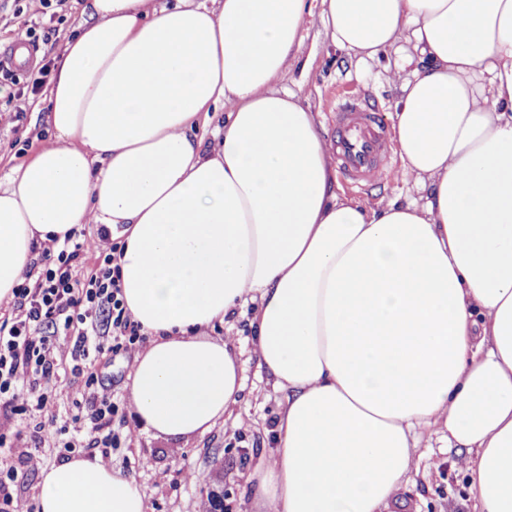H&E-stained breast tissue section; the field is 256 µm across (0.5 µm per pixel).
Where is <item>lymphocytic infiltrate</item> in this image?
Returning a JSON list of instances; mask_svg holds the SVG:
<instances>
[{"label": "lymphocytic infiltrate", "instance_id": "lymphocytic-infiltrate-1", "mask_svg": "<svg viewBox=\"0 0 512 512\" xmlns=\"http://www.w3.org/2000/svg\"><path fill=\"white\" fill-rule=\"evenodd\" d=\"M120 256L105 230L93 238L72 231L64 241L43 243L15 288L12 315L0 320V402L12 414L0 421L1 448H14L25 430L36 444L75 448V441L59 442L56 418L48 413L51 404L70 398L72 375L84 379L76 421L89 447L100 449L106 463L120 447L111 429L119 407L99 384L96 364L107 353L133 359L147 343L124 302ZM65 366L66 376L60 373Z\"/></svg>", "mask_w": 512, "mask_h": 512}]
</instances>
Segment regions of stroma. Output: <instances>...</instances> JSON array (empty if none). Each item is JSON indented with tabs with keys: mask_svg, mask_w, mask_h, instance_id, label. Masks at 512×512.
Returning a JSON list of instances; mask_svg holds the SVG:
<instances>
[{
	"mask_svg": "<svg viewBox=\"0 0 512 512\" xmlns=\"http://www.w3.org/2000/svg\"><path fill=\"white\" fill-rule=\"evenodd\" d=\"M308 7L298 62L277 81V89L296 92L327 130L333 124L329 107L342 91L364 94L384 115H391L399 91L388 77L396 63L412 53L411 44L402 41L376 58L359 60L330 44L317 0H310ZM79 21L74 0L37 15L24 0H0V51H15L17 45L33 39L40 42L24 67L0 66V109L22 114L21 120L0 123V179L26 162L34 147L52 140L51 128L32 112L34 103L45 96L44 90H33L32 82L40 68L54 69L58 51ZM340 186L348 198L368 207L394 197L409 201L418 196L397 164L386 179L366 188H355L345 180ZM255 310V303H248L215 330L217 336L230 339L239 354L244 383L237 408L239 424L220 421L204 434L172 440L139 429L134 419H127L133 436L112 449V466L141 487L148 512H211L210 497L215 492L223 495L226 512H254L251 477L265 467L274 449L282 401L281 392L251 352L250 320ZM63 458L59 449L19 443L7 458L8 465L22 475L20 482L11 485L12 495L36 504L43 472ZM454 459L452 450L430 448L418 475L396 493L391 512H475L467 479L454 466ZM189 470L202 472L204 481L186 482Z\"/></svg>",
	"mask_w": 512,
	"mask_h": 512,
	"instance_id": "35a3bbf8",
	"label": "stroma"
}]
</instances>
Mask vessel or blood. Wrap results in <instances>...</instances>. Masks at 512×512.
<instances>
[{
    "label": "vessel or blood",
    "instance_id": "b4317fda",
    "mask_svg": "<svg viewBox=\"0 0 512 512\" xmlns=\"http://www.w3.org/2000/svg\"><path fill=\"white\" fill-rule=\"evenodd\" d=\"M332 148L347 179L363 188L379 180L392 164L389 135L378 109L361 94L339 98Z\"/></svg>",
    "mask_w": 512,
    "mask_h": 512
}]
</instances>
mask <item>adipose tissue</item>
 Wrapping results in <instances>:
<instances>
[{
	"label": "adipose tissue",
	"instance_id": "1",
	"mask_svg": "<svg viewBox=\"0 0 512 512\" xmlns=\"http://www.w3.org/2000/svg\"><path fill=\"white\" fill-rule=\"evenodd\" d=\"M337 49L414 43L391 131L421 197L341 193L295 92L306 0H83L52 143L0 186V302L49 236L102 224L150 336L127 402L175 440L243 381L205 336L243 304L283 394L258 512H389L436 436L478 512H512V0H320ZM38 512H147L99 456L44 472Z\"/></svg>",
	"mask_w": 512,
	"mask_h": 512
}]
</instances>
